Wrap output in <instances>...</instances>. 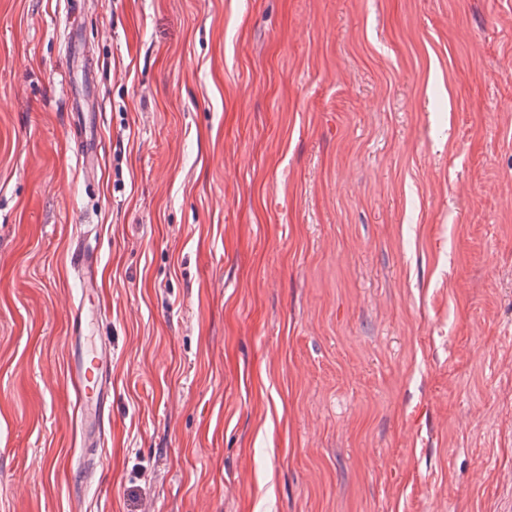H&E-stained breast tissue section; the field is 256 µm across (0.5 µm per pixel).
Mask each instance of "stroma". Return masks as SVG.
<instances>
[{
	"label": "stroma",
	"mask_w": 512,
	"mask_h": 512,
	"mask_svg": "<svg viewBox=\"0 0 512 512\" xmlns=\"http://www.w3.org/2000/svg\"><path fill=\"white\" fill-rule=\"evenodd\" d=\"M80 236L112 347L89 480ZM511 503L512 0H0V512ZM69 108L73 125L80 131L84 142L79 154L81 167L86 177L94 179L99 166V114L93 101L75 96L69 98Z\"/></svg>",
	"instance_id": "35a3bbf8"
}]
</instances>
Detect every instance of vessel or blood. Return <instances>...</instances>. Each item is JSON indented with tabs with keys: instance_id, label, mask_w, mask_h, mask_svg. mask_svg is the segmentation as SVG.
Segmentation results:
<instances>
[{
	"instance_id": "obj_1",
	"label": "vessel or blood",
	"mask_w": 512,
	"mask_h": 512,
	"mask_svg": "<svg viewBox=\"0 0 512 512\" xmlns=\"http://www.w3.org/2000/svg\"><path fill=\"white\" fill-rule=\"evenodd\" d=\"M74 126L83 138L79 155L86 177H95L99 166L100 122L92 101L70 98ZM73 272L78 279L77 301L70 311L71 336L66 378L71 385L79 419V446L84 451L98 450L105 432L106 410L112 390V347L106 341L89 343L102 318L96 272L99 256L85 239L73 242Z\"/></svg>"
}]
</instances>
